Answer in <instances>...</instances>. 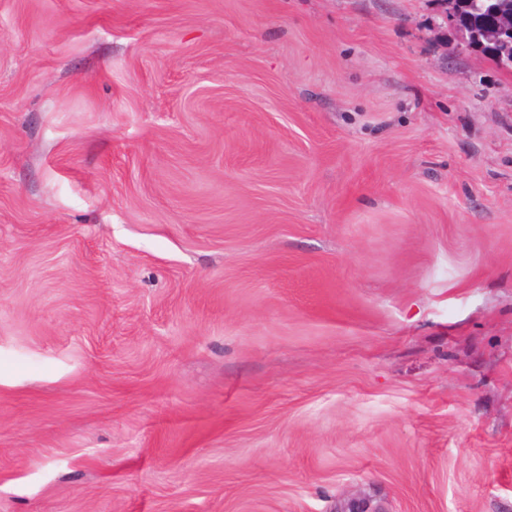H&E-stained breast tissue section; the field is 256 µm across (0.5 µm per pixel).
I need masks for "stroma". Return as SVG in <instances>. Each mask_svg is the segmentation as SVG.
<instances>
[{
	"instance_id": "1",
	"label": "stroma",
	"mask_w": 512,
	"mask_h": 512,
	"mask_svg": "<svg viewBox=\"0 0 512 512\" xmlns=\"http://www.w3.org/2000/svg\"><path fill=\"white\" fill-rule=\"evenodd\" d=\"M512 512V68L438 0H0V512Z\"/></svg>"
}]
</instances>
